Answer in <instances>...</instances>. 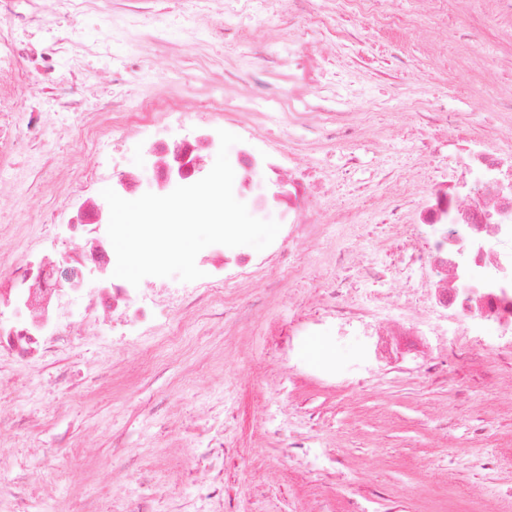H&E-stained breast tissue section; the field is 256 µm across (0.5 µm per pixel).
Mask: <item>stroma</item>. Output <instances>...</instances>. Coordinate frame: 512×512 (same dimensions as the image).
<instances>
[{"mask_svg":"<svg viewBox=\"0 0 512 512\" xmlns=\"http://www.w3.org/2000/svg\"><path fill=\"white\" fill-rule=\"evenodd\" d=\"M397 4L407 32L382 36L354 21L352 39L335 49L300 43L273 18L256 27L254 45L211 41L181 22L191 0H163L161 37L149 14L114 30L96 9L82 15L83 45L111 44L82 76L91 110L112 93L113 70L132 64L128 110L166 90L181 111L234 133L240 113L202 107L214 72L252 68L272 50L278 64L262 79L284 88L289 58L317 54L337 64L335 86L362 140L321 141L296 122H266L258 132L272 148L288 143L293 164L350 169L309 221L335 224L346 211L360 232L335 224V235L304 246L296 274L274 286L259 275L243 280L224 289L222 301L175 311L174 327L108 341L89 336L78 351L12 363L0 396V482L27 475L33 512H128L136 501L152 512H512V362L487 353L497 337H476V360L449 365L445 378L404 367L374 371L367 338L339 335L314 292L338 256L354 255L362 241L390 260L394 245L367 201L382 194L387 174L423 164L412 149L417 139L431 143L438 176L450 173V133L417 121L435 97L463 113L482 148L512 145L502 104L512 96V15L498 13L494 0H449L441 28L415 0ZM18 161L20 171L0 173V258L9 263L26 259L44 234L32 213L64 222L61 205L77 175L139 165L118 139L101 155L76 139L52 158L30 148ZM228 301L249 305V318L225 326ZM393 315L420 320L434 356L447 359L455 336L445 320L418 300ZM297 320L308 324L307 335H289ZM19 411L31 426L13 424ZM197 430L224 437L223 499L208 495ZM62 436L66 454L44 465L42 448ZM293 439L303 448L288 450Z\"/></svg>","mask_w":512,"mask_h":512,"instance_id":"35a3bbf8","label":"stroma"}]
</instances>
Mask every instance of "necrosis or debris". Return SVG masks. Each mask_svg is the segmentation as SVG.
Wrapping results in <instances>:
<instances>
[{
    "label": "necrosis or debris",
    "instance_id": "1",
    "mask_svg": "<svg viewBox=\"0 0 512 512\" xmlns=\"http://www.w3.org/2000/svg\"><path fill=\"white\" fill-rule=\"evenodd\" d=\"M302 2L288 0L283 15L305 40L343 43L347 30L342 19L347 14L382 17L386 29L401 24L390 9L392 0H336L332 9L308 14L301 11ZM268 5L269 0H227L223 20L209 24L206 32L252 43V32L235 27V19L246 11L262 16ZM40 6V0H0V85L36 72L54 94L57 110L26 107L21 126L0 122V155L23 145L51 152L72 138L98 150L108 128L134 135L143 165L136 171L114 170L95 184L81 176L79 188H91L92 193L79 199L66 224L52 227L49 246H35L21 264L0 267V359L54 355L78 347L84 336H101L117 327L124 335L137 336L169 323L174 301L187 307L197 297L220 298L226 284L245 276L270 279L294 273L295 265L283 257L305 237L310 209L323 198L322 183L283 166L268 150L252 125L253 119H267V102L247 98L236 109L252 119L240 126L241 140L228 156L238 176V200L253 216L281 225L268 251L230 253L224 246H210L204 262L209 271L205 288L197 290L168 278L165 298L114 277L117 257L107 234L110 209L103 188L128 200L148 192L165 195L198 182L209 173L208 161L219 150L218 126L195 121L165 106L160 97L142 100L135 113L113 103L97 113L84 112L73 78L80 68L81 45L75 24L85 0H49L45 6L70 25L47 35L42 32ZM331 103V97L320 95L304 104L306 111L327 117L325 125L316 127V135L356 141L359 127L349 112L332 108ZM456 166L462 186L451 189L434 183L422 196L409 190L422 180L421 172L389 177L380 208L386 235L397 245L395 259L382 265L368 255L351 257L354 282L333 274L316 291L328 311L350 324L362 319L369 301L390 300L384 292L372 299L359 296V285L402 280L408 292H425L429 310L447 314L461 335H469L474 326L493 329L503 339L495 356L512 360V149L487 151L467 145L458 151ZM62 251L68 253L69 263L60 262ZM76 300L86 312L81 321L72 318ZM371 334L370 351L378 367L396 368L398 360L407 357L424 375L441 373V362L427 355L418 322L378 318Z\"/></svg>",
    "mask_w": 512,
    "mask_h": 512
}]
</instances>
